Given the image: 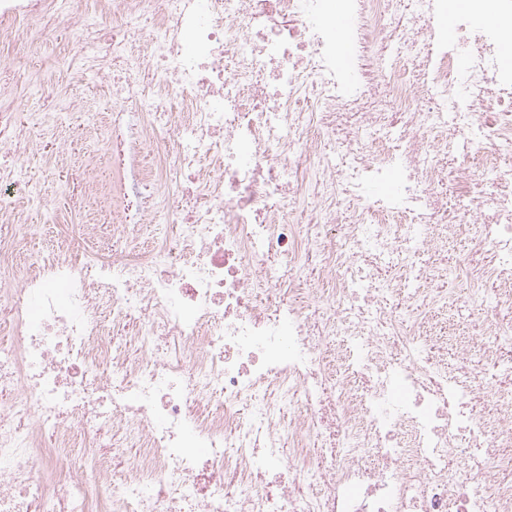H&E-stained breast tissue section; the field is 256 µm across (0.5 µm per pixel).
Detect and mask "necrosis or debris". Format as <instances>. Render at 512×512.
Here are the masks:
<instances>
[{
    "label": "necrosis or debris",
    "mask_w": 512,
    "mask_h": 512,
    "mask_svg": "<svg viewBox=\"0 0 512 512\" xmlns=\"http://www.w3.org/2000/svg\"><path fill=\"white\" fill-rule=\"evenodd\" d=\"M447 8L0 0V185L38 140L22 89L65 105L10 50L61 29L53 69L120 107L117 163L153 149L108 253L75 224L23 259L0 192V512H512V63L486 0L437 42ZM449 238L468 254L441 269ZM451 282L472 287L457 368Z\"/></svg>",
    "instance_id": "4bbe7bcc"
}]
</instances>
